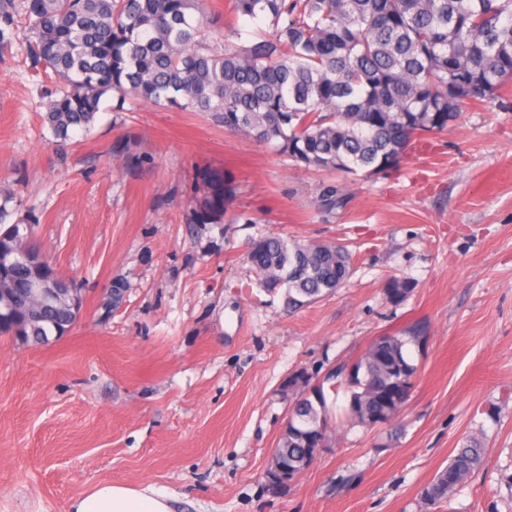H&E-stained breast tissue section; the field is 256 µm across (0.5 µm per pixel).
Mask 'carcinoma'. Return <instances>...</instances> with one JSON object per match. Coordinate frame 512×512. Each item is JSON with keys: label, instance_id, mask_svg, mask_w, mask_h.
<instances>
[{"label": "carcinoma", "instance_id": "1", "mask_svg": "<svg viewBox=\"0 0 512 512\" xmlns=\"http://www.w3.org/2000/svg\"><path fill=\"white\" fill-rule=\"evenodd\" d=\"M258 23L247 43L211 44L239 18ZM29 32L33 68L57 79L44 120L55 138L89 130L110 94L119 112L129 99L186 112H210L224 128L270 146L296 166L347 178L388 176L425 135L443 132L470 104L500 97L512 81V0H232L219 17L202 0H0V48L19 24ZM199 222L226 214L232 189L206 179ZM11 197L0 199V334L30 344L65 335L77 312L68 304L26 308L38 282L68 287L27 243V225L7 224ZM335 186L320 194L331 213L344 205ZM247 261L258 284L300 309L346 282L352 255L340 243L300 244L279 235L254 239ZM415 285L392 277L400 304ZM427 342L414 325L375 338L351 365L319 385L291 375L282 393L294 424L274 448L277 462L300 474L320 438L330 439L342 393L346 422L371 428L398 417L391 392L413 385L411 348ZM477 437L454 450L424 487L431 509L450 501L484 463Z\"/></svg>", "mask_w": 512, "mask_h": 512}]
</instances>
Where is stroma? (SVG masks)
<instances>
[{"mask_svg":"<svg viewBox=\"0 0 512 512\" xmlns=\"http://www.w3.org/2000/svg\"><path fill=\"white\" fill-rule=\"evenodd\" d=\"M28 36L0 52V192L83 305L48 344L0 335V512H69L101 481L173 492L174 512H427L423 488L471 436L485 464L450 512H512L511 91L466 107L399 173L354 181L150 104L98 113L59 144ZM203 174L231 182L227 219L196 222ZM329 184L349 196L330 214L317 203ZM264 234L347 244L353 274L288 311L244 260ZM393 276L416 284L400 305ZM116 280L125 296L108 311ZM416 321L429 340L402 433L338 426L287 492L269 489L282 383Z\"/></svg>","mask_w":512,"mask_h":512,"instance_id":"stroma-1","label":"stroma"}]
</instances>
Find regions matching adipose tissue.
I'll list each match as a JSON object with an SVG mask.
<instances>
[{
	"mask_svg": "<svg viewBox=\"0 0 512 512\" xmlns=\"http://www.w3.org/2000/svg\"><path fill=\"white\" fill-rule=\"evenodd\" d=\"M173 499L172 493L151 485L134 488L102 482L74 499L69 512H173Z\"/></svg>",
	"mask_w": 512,
	"mask_h": 512,
	"instance_id": "ef3b65f1",
	"label": "adipose tissue"
}]
</instances>
